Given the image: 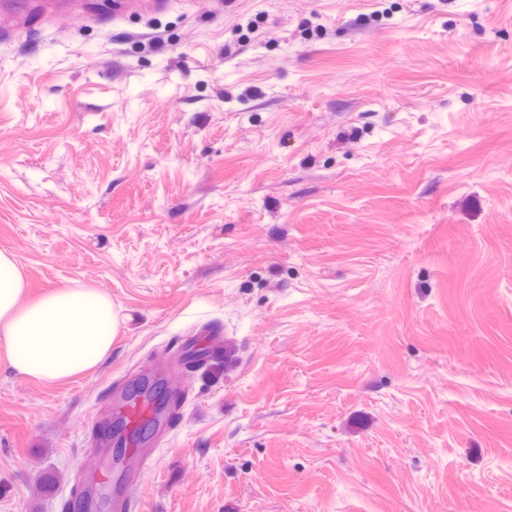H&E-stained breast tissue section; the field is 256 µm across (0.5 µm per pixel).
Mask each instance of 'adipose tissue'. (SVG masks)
Masks as SVG:
<instances>
[{
	"mask_svg": "<svg viewBox=\"0 0 512 512\" xmlns=\"http://www.w3.org/2000/svg\"><path fill=\"white\" fill-rule=\"evenodd\" d=\"M26 277L0 251V366L12 374L54 382L96 368L112 352L120 319L97 288H61L24 298Z\"/></svg>",
	"mask_w": 512,
	"mask_h": 512,
	"instance_id": "ef3b65f1",
	"label": "adipose tissue"
}]
</instances>
